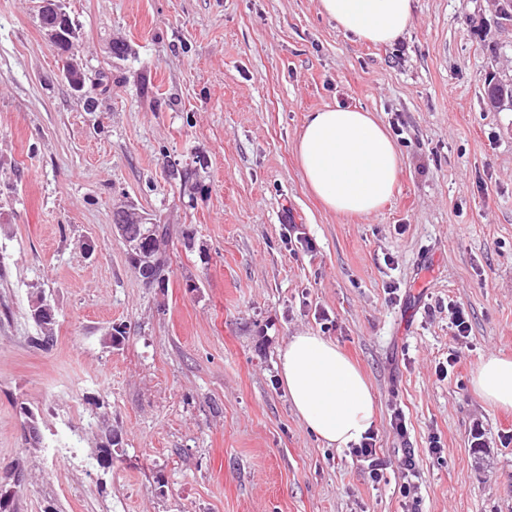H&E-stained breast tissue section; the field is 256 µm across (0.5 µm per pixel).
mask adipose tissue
Segmentation results:
<instances>
[{
    "instance_id": "adipose-tissue-1",
    "label": "adipose tissue",
    "mask_w": 512,
    "mask_h": 512,
    "mask_svg": "<svg viewBox=\"0 0 512 512\" xmlns=\"http://www.w3.org/2000/svg\"><path fill=\"white\" fill-rule=\"evenodd\" d=\"M344 35L391 44L412 25L413 0H318ZM294 150L305 182L336 214L370 216L393 196L403 159L384 126L366 110L327 106L309 113ZM279 368L292 405L323 443L359 444L375 423L371 387L333 341L305 332L288 339ZM472 384L493 408H512V359L489 355Z\"/></svg>"
}]
</instances>
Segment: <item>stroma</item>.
Instances as JSON below:
<instances>
[{
  "instance_id": "1",
  "label": "stroma",
  "mask_w": 512,
  "mask_h": 512,
  "mask_svg": "<svg viewBox=\"0 0 512 512\" xmlns=\"http://www.w3.org/2000/svg\"><path fill=\"white\" fill-rule=\"evenodd\" d=\"M501 2L414 0L408 33L373 46L318 0H65L90 107L41 0H0V469L27 473L13 512H512V410L471 384L483 357H512V110L483 91L512 82ZM335 104L403 126L395 195L368 217L325 210L293 152L308 112ZM124 208L171 225L167 287L130 266ZM292 224L310 247L288 244ZM303 332L366 376L386 483L296 415L278 351ZM109 428L123 446L105 470Z\"/></svg>"
}]
</instances>
